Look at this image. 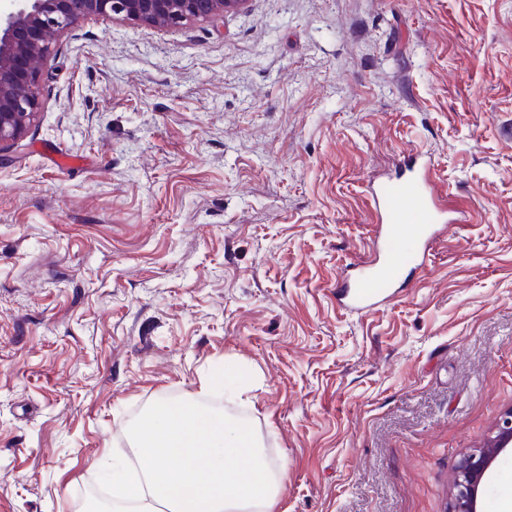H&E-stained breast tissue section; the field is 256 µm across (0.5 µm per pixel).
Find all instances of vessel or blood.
<instances>
[{"instance_id": "1", "label": "vessel or blood", "mask_w": 512, "mask_h": 512, "mask_svg": "<svg viewBox=\"0 0 512 512\" xmlns=\"http://www.w3.org/2000/svg\"><path fill=\"white\" fill-rule=\"evenodd\" d=\"M433 160L420 153L404 158V172L370 190L378 212V254L356 274L337 282V293L357 311L373 310L383 286L394 283L406 265H421L448 218L429 190Z\"/></svg>"}]
</instances>
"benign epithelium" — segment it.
I'll use <instances>...</instances> for the list:
<instances>
[{
  "mask_svg": "<svg viewBox=\"0 0 512 512\" xmlns=\"http://www.w3.org/2000/svg\"><path fill=\"white\" fill-rule=\"evenodd\" d=\"M245 0H9L0 10V151L27 133L41 111L42 70L65 30L82 18L101 16L160 27L206 20ZM512 445V407L494 425L486 443L456 464L448 512H477L479 486L502 451Z\"/></svg>",
  "mask_w": 512,
  "mask_h": 512,
  "instance_id": "obj_1",
  "label": "benign epithelium"
}]
</instances>
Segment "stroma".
<instances>
[{"label":"stroma","instance_id":"35a3bbf8","mask_svg":"<svg viewBox=\"0 0 512 512\" xmlns=\"http://www.w3.org/2000/svg\"><path fill=\"white\" fill-rule=\"evenodd\" d=\"M0 151V512H83L128 427L209 406L284 480L271 512H448L512 407V0H246L91 17ZM457 222L376 311L368 185L404 155ZM512 505V452L479 512Z\"/></svg>","mask_w":512,"mask_h":512}]
</instances>
